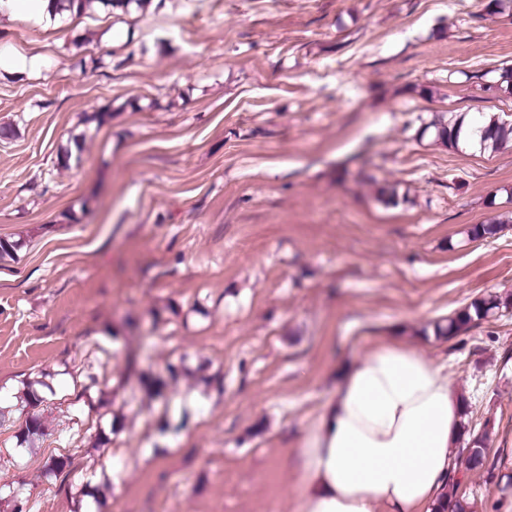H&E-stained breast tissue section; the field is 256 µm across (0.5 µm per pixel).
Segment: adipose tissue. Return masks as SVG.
<instances>
[{"label":"adipose tissue","instance_id":"obj_1","mask_svg":"<svg viewBox=\"0 0 512 512\" xmlns=\"http://www.w3.org/2000/svg\"><path fill=\"white\" fill-rule=\"evenodd\" d=\"M1 14L54 30L79 9L0 0ZM465 406L445 365L406 342L368 339L303 439L297 512H436Z\"/></svg>","mask_w":512,"mask_h":512}]
</instances>
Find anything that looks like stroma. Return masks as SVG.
Masks as SVG:
<instances>
[{
  "instance_id": "stroma-1",
  "label": "stroma",
  "mask_w": 512,
  "mask_h": 512,
  "mask_svg": "<svg viewBox=\"0 0 512 512\" xmlns=\"http://www.w3.org/2000/svg\"><path fill=\"white\" fill-rule=\"evenodd\" d=\"M487 3L153 0L54 31L0 16V53L47 57L0 70L18 132L0 141V237L24 242L0 262V393L42 375L56 391L40 448L0 484H25L32 512H296L336 371L395 336L447 364L487 431L460 491L495 512L512 310L425 330L512 294V145L416 138L452 112L512 117L480 79L512 66V14ZM80 133L81 165L60 168ZM384 183L404 201L379 202ZM495 217L499 235L468 238ZM52 453L72 456L66 481L43 476ZM106 478L103 507L81 497ZM43 63V56L39 53L15 52L0 56V68L3 66L17 73H26L39 69ZM511 305L508 296L490 295L474 298L463 309L448 317L446 322L434 323L435 336H455L470 327L473 322L487 319L500 309H508Z\"/></svg>"
}]
</instances>
